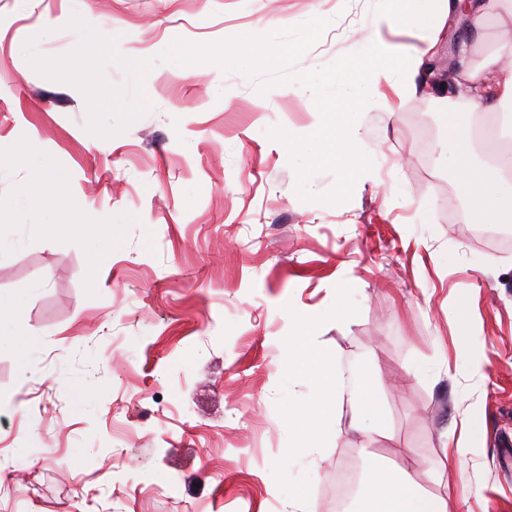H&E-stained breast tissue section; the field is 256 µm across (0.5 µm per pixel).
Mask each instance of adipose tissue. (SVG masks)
<instances>
[{
  "instance_id": "1",
  "label": "adipose tissue",
  "mask_w": 512,
  "mask_h": 512,
  "mask_svg": "<svg viewBox=\"0 0 512 512\" xmlns=\"http://www.w3.org/2000/svg\"><path fill=\"white\" fill-rule=\"evenodd\" d=\"M386 2V7L375 15L366 36L374 48L373 53H354L318 91V105L323 114L319 129L322 160L365 179L372 175V164L359 136L363 107L384 85L401 98L416 93V78L422 64L418 47L390 42L385 37L386 32L397 26L412 28L427 24L432 28L431 43H438L444 22L456 8L454 0ZM486 79L485 70H472L465 84L458 86L454 93L437 97L438 109L448 116L450 145L470 144L462 117L482 111L481 102L476 101L470 91ZM484 153L485 163H462L457 167L458 187L469 199L472 212L480 218L496 215L500 200L494 185L505 170L498 161V148L485 147ZM31 173L42 189V207L67 213L64 221L42 224V232L55 236L78 229L77 209L68 201L61 180L51 177L40 166L32 167ZM288 349L291 353L289 368L306 378L314 390L307 403L289 409V424L300 429L311 443L325 446L340 432L338 413L342 402L346 401L351 406V424L356 430L368 438L381 433L385 415L373 395V379L361 370L351 379H344L333 370L329 355L314 346L308 337H292ZM355 512H448V503L418 484L408 467L397 466L380 471L360 497Z\"/></svg>"
}]
</instances>
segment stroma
<instances>
[{"label": "stroma", "mask_w": 512, "mask_h": 512, "mask_svg": "<svg viewBox=\"0 0 512 512\" xmlns=\"http://www.w3.org/2000/svg\"><path fill=\"white\" fill-rule=\"evenodd\" d=\"M384 0H0V155L18 147L60 177L86 230L38 232L28 166L0 169V254L7 315L37 343L0 344V512H288L306 496L336 512L351 466L409 464L449 512H512V251L477 233L456 186L448 129L425 92L362 116L372 179L322 162L317 103L297 83L213 63L157 64L146 113L110 139L85 130L74 87L42 78L23 45L70 51L81 15L131 59L175 39L213 44L328 19L290 67L301 73L370 51ZM512 23L473 31L453 12L426 73L496 75ZM304 141L289 153L288 139ZM106 264L90 275L94 252ZM341 310L345 319L329 313ZM333 366L357 362L377 384L384 435L349 424L320 451L287 421L310 399L288 368L298 316ZM464 429L468 454L430 473L442 437ZM39 488L36 505L28 492Z\"/></svg>", "instance_id": "stroma-1"}]
</instances>
